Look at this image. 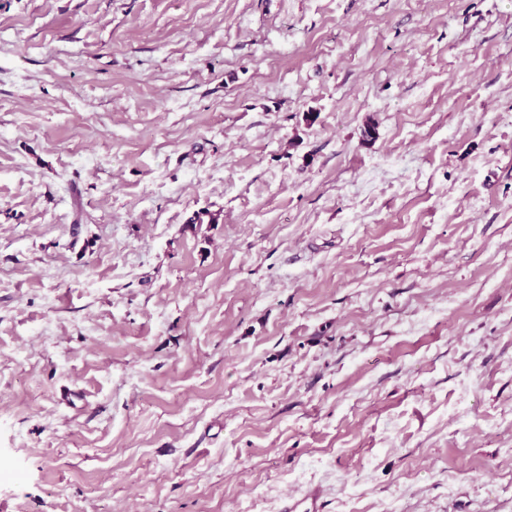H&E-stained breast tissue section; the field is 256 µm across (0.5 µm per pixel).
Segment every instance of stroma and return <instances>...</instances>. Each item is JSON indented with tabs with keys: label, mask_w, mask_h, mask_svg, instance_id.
<instances>
[{
	"label": "stroma",
	"mask_w": 512,
	"mask_h": 512,
	"mask_svg": "<svg viewBox=\"0 0 512 512\" xmlns=\"http://www.w3.org/2000/svg\"><path fill=\"white\" fill-rule=\"evenodd\" d=\"M0 464L512 512V0H0Z\"/></svg>",
	"instance_id": "1"
}]
</instances>
